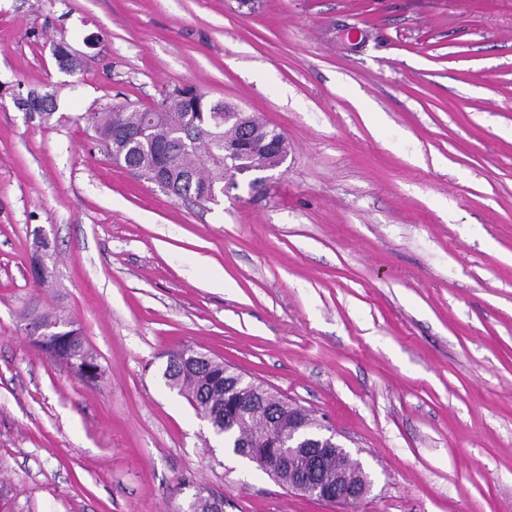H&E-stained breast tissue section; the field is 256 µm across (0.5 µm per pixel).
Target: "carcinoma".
<instances>
[{
	"instance_id": "carcinoma-1",
	"label": "carcinoma",
	"mask_w": 512,
	"mask_h": 512,
	"mask_svg": "<svg viewBox=\"0 0 512 512\" xmlns=\"http://www.w3.org/2000/svg\"><path fill=\"white\" fill-rule=\"evenodd\" d=\"M15 106L34 112L49 122L56 109L55 95L40 100L14 97ZM235 107L212 101L196 87L175 86L154 107L132 103H106L97 110L78 115L77 120L90 128L110 154L121 152L116 162L141 174L151 173L157 156L166 154L167 182L171 195L207 202L211 192L224 193L228 172L224 167V141L239 136L238 130L224 124V113ZM67 335L73 340L56 346L51 357L68 360L75 376L83 377V368L96 366L94 354L78 338L80 330L72 327ZM182 349L170 356L164 378L188 402L206 405L212 415V427L224 439V447L239 450V442L260 454L277 439L288 437L291 418L298 406L260 387H243L242 399L248 414L243 423L231 427L230 402L224 391L225 364L210 357L194 364L184 359ZM224 502L215 497L197 495L190 512H221Z\"/></svg>"
}]
</instances>
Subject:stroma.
Instances as JSON below:
<instances>
[{"label": "stroma", "instance_id": "obj_1", "mask_svg": "<svg viewBox=\"0 0 512 512\" xmlns=\"http://www.w3.org/2000/svg\"><path fill=\"white\" fill-rule=\"evenodd\" d=\"M178 85L286 136L264 190L172 197L77 121ZM186 347L314 411L356 512H512V0H0V512H343L166 386ZM30 91L27 92L26 96L23 98L15 96L14 97V104L15 106L24 111V112H36L37 116L42 120L43 122H49L53 115L55 114L56 109V101H55V95L53 93L50 94V97L44 96L40 98L39 102H36V98L33 100L28 99V94ZM71 323L72 327L70 328V331L62 336H79L81 338L80 330L74 327L75 324L73 321H71ZM80 338L61 343L56 346L54 353H47L56 360H60V357L66 358L69 362L68 366L74 375L83 379L84 367L98 368V365L95 363V355L86 347V345H84V341ZM57 355L59 358L56 357Z\"/></svg>", "mask_w": 512, "mask_h": 512}]
</instances>
